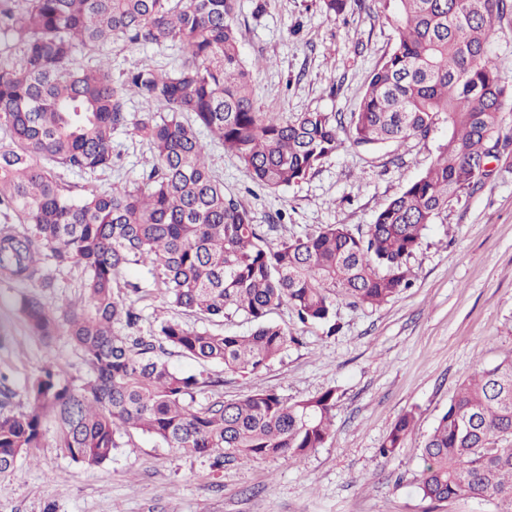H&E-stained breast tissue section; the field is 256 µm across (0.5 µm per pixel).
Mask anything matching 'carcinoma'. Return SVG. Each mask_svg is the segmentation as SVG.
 Listing matches in <instances>:
<instances>
[{
	"label": "carcinoma",
	"instance_id": "carcinoma-1",
	"mask_svg": "<svg viewBox=\"0 0 512 512\" xmlns=\"http://www.w3.org/2000/svg\"><path fill=\"white\" fill-rule=\"evenodd\" d=\"M394 3L397 40L370 75L358 110L259 112L234 24L236 0H27L14 13L0 0V24L20 48L0 61V275L41 281L43 264L72 263L86 277L82 296L58 312L35 295L19 308L32 336L59 333L81 351L90 377L79 386L48 362L28 390L29 412L0 414V478L42 446V419L57 423V447L72 461L112 459L116 430L134 428L187 456L253 461L300 458L330 437L336 390L288 402L259 390L241 399L198 397L214 382L174 370L171 348L200 365L257 374L298 337L267 316L288 304L303 324L336 331V302L378 306L409 286L408 259L429 224L488 174L499 159L502 113L512 85L498 76L490 47L495 20L512 0H323L332 18L351 5ZM122 41L179 47L183 64L149 65L112 76L110 59L74 67L76 46L91 51ZM153 107L132 119L128 103ZM448 130L435 161L376 215L365 232L327 224L272 246L241 202L207 164L208 144L237 156L259 187L303 180L342 146L427 139ZM130 130L153 151L143 186H115L80 197L54 167L78 173L112 168V137ZM130 266H146L170 306L209 319L243 314L246 335L163 321L150 336L117 329L139 317L117 288ZM413 416H400L379 454L402 447ZM415 488L435 503L466 496L512 512V357L465 380L420 448Z\"/></svg>",
	"mask_w": 512,
	"mask_h": 512
}]
</instances>
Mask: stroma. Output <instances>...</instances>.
Instances as JSON below:
<instances>
[{"instance_id":"1","label":"stroma","mask_w":512,"mask_h":512,"mask_svg":"<svg viewBox=\"0 0 512 512\" xmlns=\"http://www.w3.org/2000/svg\"><path fill=\"white\" fill-rule=\"evenodd\" d=\"M235 25L241 52L251 63L254 105L261 112L357 110L372 71L397 38L394 12L348 9L330 18L322 0H237ZM113 71L142 64L171 70L183 53L175 47L105 50ZM447 136L377 148H340L298 184L272 192L258 187L233 154L210 146L208 164L278 244L324 224L366 231L377 212L434 161ZM110 170L77 174L58 169L77 192L134 187L150 171L149 146L126 132L115 134ZM411 284L376 307L337 302L336 335L298 321L283 305L270 322L298 336V343L261 372L226 373L173 354L185 373L206 371L220 380L225 399L258 389L294 401L336 391L333 431L323 447L302 458L229 460L214 472L208 459L190 457L158 438L127 428L115 434L110 461L73 462L56 446L52 418L44 420L43 445L21 460L16 474L0 479V512H494L495 506L460 498L433 506L415 491L419 450L463 380L512 357V145L502 150L493 174L462 195L430 224L409 260ZM54 285L0 277V413L31 409L28 387L48 361L61 364L74 383L89 375L68 337L45 344L29 332L17 302L38 295L47 307L77 300L85 278L74 265L47 264ZM145 297L129 295L142 334L174 309L159 294L147 267L120 276ZM415 422L402 448L388 458L378 448L397 419Z\"/></svg>"}]
</instances>
